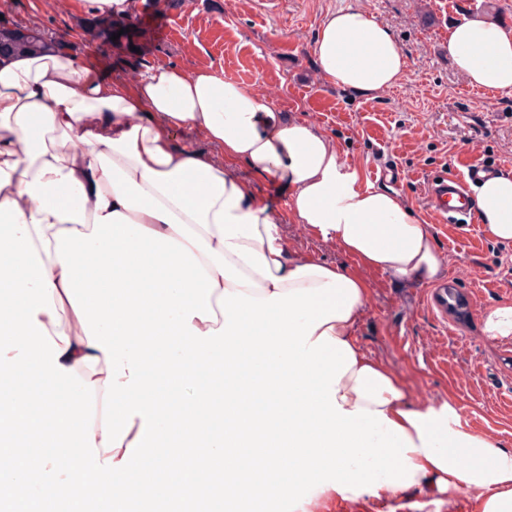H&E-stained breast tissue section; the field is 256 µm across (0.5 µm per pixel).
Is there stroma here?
I'll list each match as a JSON object with an SVG mask.
<instances>
[{"instance_id":"stroma-1","label":"stroma","mask_w":512,"mask_h":512,"mask_svg":"<svg viewBox=\"0 0 512 512\" xmlns=\"http://www.w3.org/2000/svg\"><path fill=\"white\" fill-rule=\"evenodd\" d=\"M478 2L474 15L512 28V0ZM348 6L389 24L406 53L402 81L371 100L338 89L311 53L325 13ZM1 13L62 35L108 79L132 84L148 69L170 65L240 82L334 139L371 185L379 183L381 160L398 165L405 175L400 196L428 224L448 278L475 297L473 310L433 313L427 285H397L289 220L282 226L288 248L366 282L359 343L400 378L411 403L449 401L473 433L512 448V349L487 339L481 321L484 310L512 304V246L491 240L482 224L441 222L427 199L429 176L460 172L467 160L512 173V91L470 86L444 46L449 27L473 15L459 0H132L133 35L103 52L80 37L91 18L85 0H0ZM477 499L467 490L449 498L406 490L345 500L312 486L281 512H477Z\"/></svg>"}]
</instances>
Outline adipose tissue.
I'll return each instance as SVG.
<instances>
[{"label":"adipose tissue","instance_id":"ef3b65f1","mask_svg":"<svg viewBox=\"0 0 512 512\" xmlns=\"http://www.w3.org/2000/svg\"><path fill=\"white\" fill-rule=\"evenodd\" d=\"M475 87L512 90V30L482 18L448 30ZM337 88L372 98L406 55L361 9L327 12L311 47ZM192 128L223 159L179 146ZM287 186L279 212L236 172ZM478 217L512 244V175L475 188ZM366 268L410 284L445 272L428 224L396 193L364 184L327 135L208 69L158 66L128 85L51 49L0 58V368L35 372L36 392L0 393L16 415L39 407L47 436L82 413L81 446L46 473L59 488L94 472L127 498L159 413L184 406L198 359L225 367V427L276 437L265 468L297 494L315 475L346 499L380 491H482L479 512H512V449L465 428L449 402L414 407L355 331L368 298L357 274L291 253L284 215ZM177 363L181 388L157 369Z\"/></svg>","mask_w":512,"mask_h":512}]
</instances>
